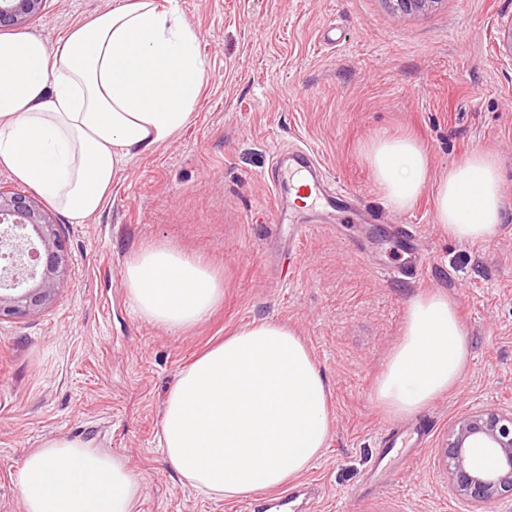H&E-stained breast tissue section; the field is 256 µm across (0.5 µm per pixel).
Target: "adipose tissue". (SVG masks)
<instances>
[{
  "label": "adipose tissue",
  "mask_w": 512,
  "mask_h": 512,
  "mask_svg": "<svg viewBox=\"0 0 512 512\" xmlns=\"http://www.w3.org/2000/svg\"><path fill=\"white\" fill-rule=\"evenodd\" d=\"M198 33L176 0H117L55 46L32 34L0 35V167L82 224L100 212L133 153L168 142L190 121L206 64ZM363 158L396 211L428 179L423 147L406 136L367 143ZM498 158L476 150L435 187L438 224L452 239L488 241L504 219ZM128 297L150 323L180 330L203 321L224 284L164 244L124 270ZM468 333L447 294L412 299L402 337L378 378L375 402L412 415L456 387ZM331 432L328 382L298 332L261 320L192 361L168 393L159 446L209 499H240L293 483ZM25 512H133L139 483L124 463L77 439L27 455L17 476Z\"/></svg>",
  "instance_id": "adipose-tissue-1"
}]
</instances>
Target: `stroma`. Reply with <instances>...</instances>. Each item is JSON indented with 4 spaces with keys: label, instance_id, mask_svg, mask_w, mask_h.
<instances>
[{
    "label": "stroma",
    "instance_id": "35a3bbf8",
    "mask_svg": "<svg viewBox=\"0 0 512 512\" xmlns=\"http://www.w3.org/2000/svg\"><path fill=\"white\" fill-rule=\"evenodd\" d=\"M114 0H46L16 33L55 44ZM199 34L204 89L189 124L133 154L99 213L75 224L53 216L69 258L54 302L0 322V512H24L16 477L27 453L78 439L120 457L140 484L135 512H238L209 500L158 448L165 397L198 354L233 330L273 320L295 327L330 386L333 429L306 472L320 488L309 512H465L448 485L441 447L452 420L512 407V62L500 57L512 0H443L397 17L382 0H178ZM335 28L336 44L324 33ZM382 135L418 140L431 182L412 208L385 205L362 147ZM311 149L328 191L350 189L359 212L294 204L292 223H315L299 269L274 224L276 158ZM502 166L505 217L483 243L450 239L437 224L433 183L474 150ZM412 224L429 258L423 281L390 280L403 256L389 227ZM164 243L198 259L224 297L198 325L142 320L123 283L126 264ZM448 294L468 331L470 360L454 390L396 418L372 397L399 342L411 299ZM429 425L379 459L388 425ZM393 470L385 481L377 465Z\"/></svg>",
    "mask_w": 512,
    "mask_h": 512
}]
</instances>
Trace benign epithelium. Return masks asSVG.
<instances>
[{
	"label": "benign epithelium",
	"instance_id": "1",
	"mask_svg": "<svg viewBox=\"0 0 512 512\" xmlns=\"http://www.w3.org/2000/svg\"><path fill=\"white\" fill-rule=\"evenodd\" d=\"M394 15L426 12L443 0H383ZM44 0H0V28L23 24ZM0 224L20 230V237L0 238L17 261L0 270V321L19 319L50 305L68 259L59 225L51 213L28 197L0 190ZM475 448L489 449L493 466L472 461ZM455 495L468 512H483L493 501L512 498V409L486 408L457 416L442 451Z\"/></svg>",
	"mask_w": 512,
	"mask_h": 512
}]
</instances>
